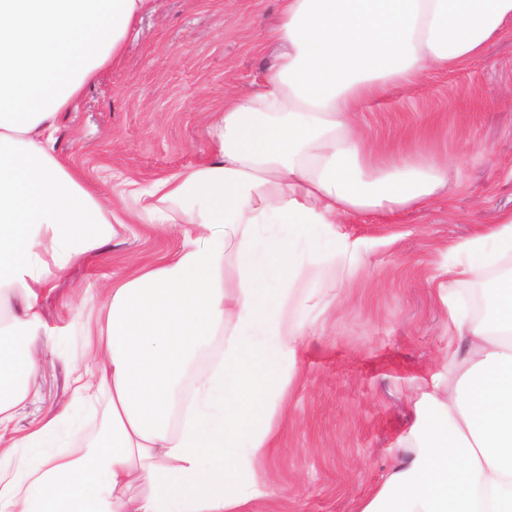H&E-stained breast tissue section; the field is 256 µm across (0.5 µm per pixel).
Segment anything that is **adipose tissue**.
I'll return each mask as SVG.
<instances>
[{
    "label": "adipose tissue",
    "mask_w": 512,
    "mask_h": 512,
    "mask_svg": "<svg viewBox=\"0 0 512 512\" xmlns=\"http://www.w3.org/2000/svg\"><path fill=\"white\" fill-rule=\"evenodd\" d=\"M154 0H0V425L31 392L30 335L53 272L95 252L118 221L55 152L62 113L119 64ZM512 29V0H279L277 52L257 86L225 104L209 160L148 185L118 183L144 223L181 226L171 258L113 281L86 336L76 401L106 397L94 431L45 419L0 448V512H247L265 482L269 415L303 343L296 288L338 267L336 226L354 212L428 204L448 180L431 155L380 157L358 131L363 104L431 70L485 56ZM440 296L457 342L447 385L417 406L410 458L357 512H512V213L459 244ZM494 269L472 321L456 289ZM221 337L218 359L194 365ZM145 491L133 497V483Z\"/></svg>",
    "instance_id": "ef3b65f1"
}]
</instances>
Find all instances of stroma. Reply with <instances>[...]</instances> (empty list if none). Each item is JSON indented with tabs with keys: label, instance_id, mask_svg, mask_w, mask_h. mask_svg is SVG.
Masks as SVG:
<instances>
[{
	"label": "stroma",
	"instance_id": "stroma-1",
	"mask_svg": "<svg viewBox=\"0 0 512 512\" xmlns=\"http://www.w3.org/2000/svg\"><path fill=\"white\" fill-rule=\"evenodd\" d=\"M277 0H156L126 44L120 65L87 85L63 113L59 153L81 167L104 199L124 177H169L209 158L216 112L258 82L273 59L264 29ZM377 149L412 146L448 167V186L428 205L379 219L356 214L336 227L354 256L350 276L319 273L305 339L271 424L273 450L262 462L266 492L248 512H356L410 453L415 404L431 382L447 384L448 328L437 290L463 240L491 229L512 209V35L468 66L435 72L359 113ZM124 223L95 253L72 262L38 301L26 337L38 372L34 393L1 432L22 434L62 409L78 408L72 372L90 358L85 327L113 279L181 251L177 228L151 227L117 206Z\"/></svg>",
	"mask_w": 512,
	"mask_h": 512
}]
</instances>
